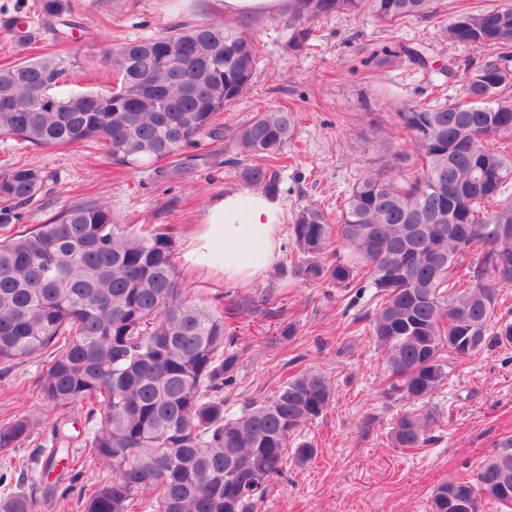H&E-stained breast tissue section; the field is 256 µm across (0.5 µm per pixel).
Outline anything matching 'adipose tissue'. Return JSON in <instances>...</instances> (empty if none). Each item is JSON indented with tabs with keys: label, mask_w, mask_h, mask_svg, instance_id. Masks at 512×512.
Returning a JSON list of instances; mask_svg holds the SVG:
<instances>
[{
	"label": "adipose tissue",
	"mask_w": 512,
	"mask_h": 512,
	"mask_svg": "<svg viewBox=\"0 0 512 512\" xmlns=\"http://www.w3.org/2000/svg\"><path fill=\"white\" fill-rule=\"evenodd\" d=\"M283 212L279 202L258 190H235L212 200L193 241L199 264L223 254L214 266L225 282L247 286L261 280L281 256Z\"/></svg>",
	"instance_id": "adipose-tissue-1"
}]
</instances>
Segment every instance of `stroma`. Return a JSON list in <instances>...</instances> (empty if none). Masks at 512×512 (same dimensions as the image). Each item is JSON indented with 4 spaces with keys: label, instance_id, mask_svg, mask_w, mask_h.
Listing matches in <instances>:
<instances>
[{
    "label": "stroma",
    "instance_id": "35a3bbf8",
    "mask_svg": "<svg viewBox=\"0 0 512 512\" xmlns=\"http://www.w3.org/2000/svg\"><path fill=\"white\" fill-rule=\"evenodd\" d=\"M80 23L58 36L31 27L23 42L13 22L32 15L36 0H0V66L57 51L79 72L69 88L113 85L103 56L115 44L159 35L177 24L224 21L223 0H81ZM456 0H441L432 21L384 26L370 16L341 14L316 24L303 51L290 43L287 13L236 19L258 43L259 64L249 93L222 117L225 135L201 137V160L184 180L156 182L152 169L112 164L102 146L47 148L0 134V168L26 164L56 172L58 191L45 204L24 208L25 224H39L74 203H106L124 224L171 227L176 263L187 295L210 305L222 300L226 335L240 352L235 382L224 390L229 411L270 396L284 376L321 372L333 388L326 413L299 433L314 458L288 463L256 512H429L434 488L473 475L494 454L496 441L512 435V347H490L457 361L442 390L429 401L436 414L431 440L418 450L391 447L387 432L410 403L391 402L381 389L386 366L367 331L371 293H351L297 279L289 247L278 263L248 288L224 284L189 258L190 236L215 197L242 189L231 160L248 164L230 135L256 113L288 108L295 134L287 148L278 200L284 224L313 204L337 217L359 173L375 165L383 145L409 150L393 117L409 105L456 95L460 85L405 62L359 66L366 50L421 44L432 56L464 58L468 52L442 41L440 30ZM39 359L0 369V424L42 410L33 386Z\"/></svg>",
    "mask_w": 512,
    "mask_h": 512
}]
</instances>
